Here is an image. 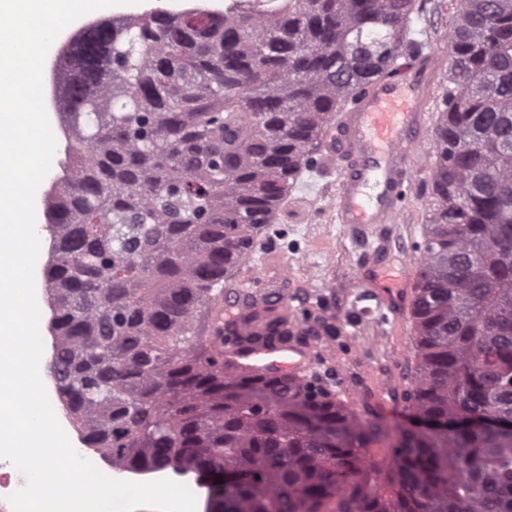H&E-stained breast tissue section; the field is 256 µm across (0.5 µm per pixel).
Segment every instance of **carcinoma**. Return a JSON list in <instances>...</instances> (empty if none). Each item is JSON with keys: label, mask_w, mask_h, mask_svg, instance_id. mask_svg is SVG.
<instances>
[{"label": "carcinoma", "mask_w": 512, "mask_h": 512, "mask_svg": "<svg viewBox=\"0 0 512 512\" xmlns=\"http://www.w3.org/2000/svg\"><path fill=\"white\" fill-rule=\"evenodd\" d=\"M415 13L416 0L156 8L64 53L47 372L110 470L194 473L212 481L207 512H512V0H459L448 32L412 423L365 419L317 378L226 376L202 334L339 108L422 51Z\"/></svg>", "instance_id": "carcinoma-1"}]
</instances>
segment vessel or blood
I'll return each mask as SVG.
<instances>
[{
	"label": "vessel or blood",
	"mask_w": 512,
	"mask_h": 512,
	"mask_svg": "<svg viewBox=\"0 0 512 512\" xmlns=\"http://www.w3.org/2000/svg\"><path fill=\"white\" fill-rule=\"evenodd\" d=\"M435 60L423 55L399 67L394 77L374 81L356 101L344 106L336 123L322 135L319 166L336 177L332 210L346 227L396 223L404 190L413 182L407 148L424 124L430 102ZM349 166H340L341 158ZM231 298L215 296L208 305L207 343L222 350L228 371L277 372L306 377L313 351L291 338H259V317L275 314L294 327L293 307L284 289L269 287L258 268L243 265L232 276ZM237 314L224 316L225 303ZM241 340L225 345V330Z\"/></svg>",
	"instance_id": "vessel-or-blood-1"
}]
</instances>
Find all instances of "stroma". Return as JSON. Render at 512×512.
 <instances>
[{"mask_svg":"<svg viewBox=\"0 0 512 512\" xmlns=\"http://www.w3.org/2000/svg\"><path fill=\"white\" fill-rule=\"evenodd\" d=\"M457 0H424L415 29L426 51L439 55L425 126L409 148L415 179L407 190L398 220L363 235H349L331 210L334 178L303 172L275 223L254 239V251H275L288 262L287 283L299 338L317 347L332 341V353L315 354L313 370L334 392L350 390L346 404L357 414L376 411L398 419L415 366L412 330L396 334L398 318L375 295L380 285L404 287L408 272L421 265L423 227L429 218L430 166L435 156V126L448 87V32ZM386 266L375 267L380 254Z\"/></svg>","mask_w":512,"mask_h":512,"instance_id":"1","label":"stroma"}]
</instances>
